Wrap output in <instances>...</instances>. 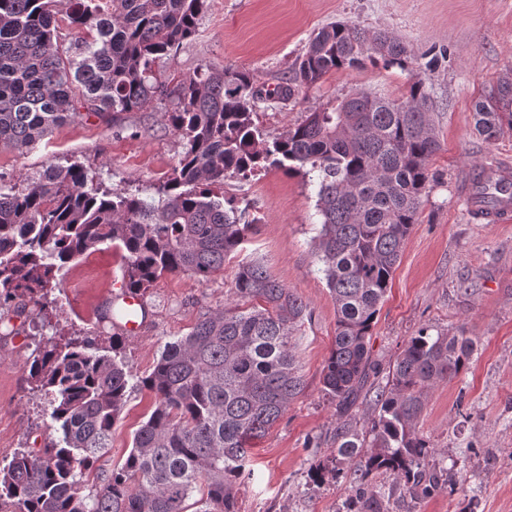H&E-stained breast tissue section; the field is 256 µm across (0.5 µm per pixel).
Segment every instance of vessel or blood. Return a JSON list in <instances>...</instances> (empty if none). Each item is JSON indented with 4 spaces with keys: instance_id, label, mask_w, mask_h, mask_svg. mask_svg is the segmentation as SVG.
<instances>
[{
    "instance_id": "vessel-or-blood-1",
    "label": "vessel or blood",
    "mask_w": 512,
    "mask_h": 512,
    "mask_svg": "<svg viewBox=\"0 0 512 512\" xmlns=\"http://www.w3.org/2000/svg\"><path fill=\"white\" fill-rule=\"evenodd\" d=\"M493 177L475 170L465 184L464 194L471 211L489 224L512 223V167L497 165Z\"/></svg>"
}]
</instances>
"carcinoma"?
Segmentation results:
<instances>
[{"label":"carcinoma","instance_id":"cac0c4a2","mask_svg":"<svg viewBox=\"0 0 512 512\" xmlns=\"http://www.w3.org/2000/svg\"><path fill=\"white\" fill-rule=\"evenodd\" d=\"M208 0H0V144L36 145L80 112L112 115L171 99L165 123L182 152L158 202L102 188L79 163L50 166L21 185L0 184V306L17 299L43 312L56 271L103 244L122 248L126 289L144 294L160 277L208 281L236 262L234 304L203 313L164 345L137 379L154 409L126 457L87 484L110 447L134 379L117 360L126 337L89 331L42 341L27 360L59 440L15 452L0 467V512H236L253 442L301 394L293 337L307 306L264 266L242 256L255 220L213 187L269 167L301 173L317 188L320 271L336 303V336L322 370L336 408V453L356 462L346 512H391L394 496L418 500L442 487L435 448L416 429L428 394L467 367L475 342L461 328L422 329L376 392L368 437L346 416L372 389L370 337L403 246L416 223L429 160L439 149L423 79L399 101L353 93L307 113L268 142L255 101L290 99L333 71L366 62L407 66L410 53L385 30L320 28L292 75L272 91L229 68L174 81L157 60L195 36ZM487 143L512 128V79L473 106ZM391 480L382 491L377 478Z\"/></svg>","mask_w":512,"mask_h":512}]
</instances>
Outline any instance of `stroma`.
<instances>
[{
    "label": "stroma",
    "instance_id": "obj_1",
    "mask_svg": "<svg viewBox=\"0 0 512 512\" xmlns=\"http://www.w3.org/2000/svg\"><path fill=\"white\" fill-rule=\"evenodd\" d=\"M337 21L397 35L411 54L407 68L368 63L329 73L292 99L258 101L254 120L270 141L322 104L356 91L398 100L412 76L423 78L441 148L429 161L416 224L373 328L375 384L385 386L419 329L434 335L461 327L476 341L467 370L431 391L418 424L455 483L415 504L397 501L393 512H512V223L474 219L463 198L475 167L512 160L511 128L490 144L472 122L473 103L512 77V0H208L196 36L159 60V69L180 80L227 66L272 87L288 78L313 34ZM435 46L447 48L448 58L432 68ZM170 107L158 101L116 125L83 114L31 148L0 145V183L19 184L76 161L96 172L103 188L155 199L182 151L179 135L162 119ZM223 192L255 221L245 256L259 259L307 306L295 337L304 391L253 448L237 512H344L354 466L344 461L339 472L328 469L336 418L322 393V369L336 334V305L315 251V189L302 175L271 167L247 179L225 178ZM123 265L121 250L109 244L66 265L46 310L13 317L15 335L0 337V462L54 435L43 397L27 382L33 340L95 328L112 335L103 316L119 294L113 282L122 279ZM232 279L229 264L207 282L188 274L159 278L142 297L148 315L139 333L121 351L132 372L149 373L165 342L188 334L206 310L227 305ZM152 407L148 392L131 386L98 467H112L128 452ZM319 466L326 473L316 484L310 476Z\"/></svg>",
    "mask_w": 512,
    "mask_h": 512
}]
</instances>
